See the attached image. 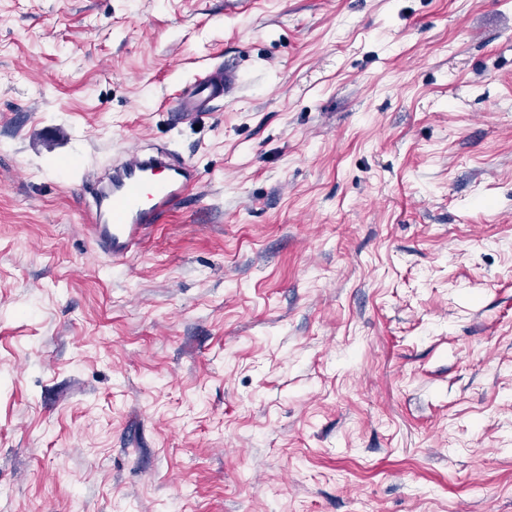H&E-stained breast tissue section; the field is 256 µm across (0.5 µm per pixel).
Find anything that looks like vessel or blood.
I'll return each instance as SVG.
<instances>
[{
    "label": "vessel or blood",
    "instance_id": "vessel-or-blood-1",
    "mask_svg": "<svg viewBox=\"0 0 512 512\" xmlns=\"http://www.w3.org/2000/svg\"><path fill=\"white\" fill-rule=\"evenodd\" d=\"M238 80L230 65L203 69L174 98L172 112L183 120L208 111ZM199 181L192 163L165 150L133 149L113 159L110 168L92 178L83 224L98 249L123 262L140 250L147 232L175 211Z\"/></svg>",
    "mask_w": 512,
    "mask_h": 512
}]
</instances>
